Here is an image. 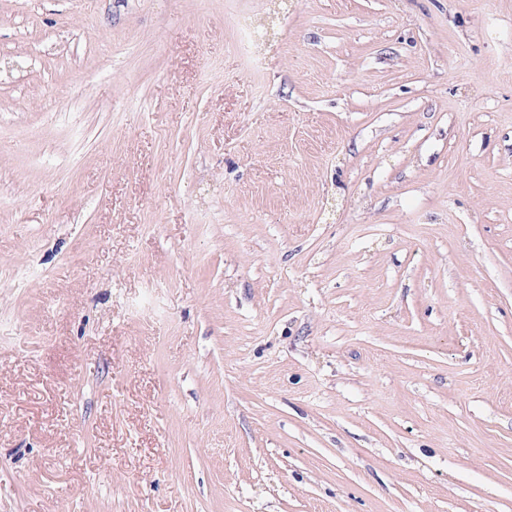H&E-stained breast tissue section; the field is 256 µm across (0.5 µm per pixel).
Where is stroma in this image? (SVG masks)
<instances>
[{
    "label": "stroma",
    "mask_w": 512,
    "mask_h": 512,
    "mask_svg": "<svg viewBox=\"0 0 512 512\" xmlns=\"http://www.w3.org/2000/svg\"><path fill=\"white\" fill-rule=\"evenodd\" d=\"M0 512H512V0H0Z\"/></svg>",
    "instance_id": "obj_1"
}]
</instances>
